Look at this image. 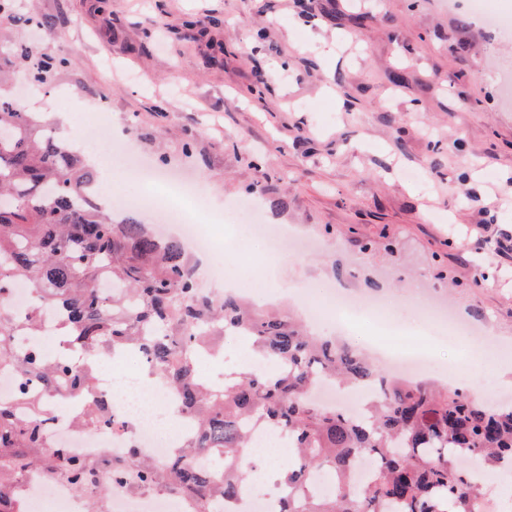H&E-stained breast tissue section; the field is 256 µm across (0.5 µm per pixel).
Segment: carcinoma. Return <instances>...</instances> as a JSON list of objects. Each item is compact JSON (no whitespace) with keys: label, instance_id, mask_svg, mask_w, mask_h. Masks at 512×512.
I'll list each match as a JSON object with an SVG mask.
<instances>
[{"label":"carcinoma","instance_id":"carcinoma-1","mask_svg":"<svg viewBox=\"0 0 512 512\" xmlns=\"http://www.w3.org/2000/svg\"><path fill=\"white\" fill-rule=\"evenodd\" d=\"M12 0H0V294L16 282L59 309L54 330L94 355L140 349L150 370L181 392L180 407L199 441L160 465L133 448L112 463V481L135 491L168 490L200 497L205 512H224L241 491L250 458L249 424L288 433L287 494L280 512H474L488 479L512 470V404H491L459 388L391 376L354 348L310 335L286 314L197 287L175 239L154 235L133 218L116 224L88 202L91 174L71 141L25 112L10 91L19 64L36 61L42 84L69 64L19 40ZM111 282L121 291L104 295ZM39 313L18 322L0 316V369L19 373L15 399L0 400V512H18L16 485L27 474L66 478L84 493L96 475L85 460L49 444L52 416H37L60 385L86 396L92 369L49 361L20 336H39ZM233 332L283 369L251 371L222 387L200 378L194 355L203 333ZM328 378L372 390L363 424L351 412L315 405L309 391ZM371 456L368 482L349 478Z\"/></svg>","mask_w":512,"mask_h":512}]
</instances>
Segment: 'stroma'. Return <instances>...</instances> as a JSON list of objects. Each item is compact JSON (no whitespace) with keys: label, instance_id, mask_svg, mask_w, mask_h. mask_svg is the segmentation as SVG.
I'll return each instance as SVG.
<instances>
[{"label":"stroma","instance_id":"1","mask_svg":"<svg viewBox=\"0 0 512 512\" xmlns=\"http://www.w3.org/2000/svg\"><path fill=\"white\" fill-rule=\"evenodd\" d=\"M56 19L40 51L69 55L74 107L27 101L62 135L112 104L115 130L163 167L205 177L216 207L256 190L272 223L322 250L266 263L271 305L295 284L436 290L503 347L482 393L512 394V36L448 0H22ZM211 19L204 32L183 19ZM482 228L474 244L470 232Z\"/></svg>","mask_w":512,"mask_h":512}]
</instances>
